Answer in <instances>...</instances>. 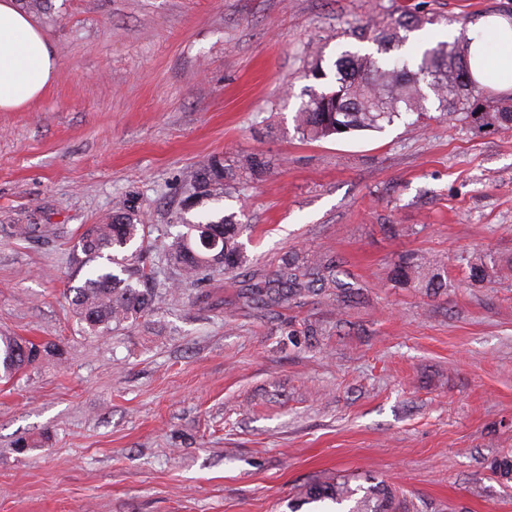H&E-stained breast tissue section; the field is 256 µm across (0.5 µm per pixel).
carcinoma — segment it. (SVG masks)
I'll return each mask as SVG.
<instances>
[{"instance_id":"1","label":"carcinoma","mask_w":512,"mask_h":512,"mask_svg":"<svg viewBox=\"0 0 512 512\" xmlns=\"http://www.w3.org/2000/svg\"><path fill=\"white\" fill-rule=\"evenodd\" d=\"M439 22L435 15L402 11L396 18L374 16L352 27L346 35L376 45V53L345 49L330 69L323 59L311 62L305 75L320 82L309 89L308 100L295 113L296 132L306 142L333 138L351 131L380 128L404 112L421 114L434 107L446 112L469 129L512 130V103L484 95V87L472 77L467 62L468 37L461 31L453 41H439L413 56H395L409 33ZM270 170L260 155L246 159L238 168L210 159L198 170L192 194L218 198L227 191L228 180L248 176L258 179ZM166 247V260L182 281L196 282L204 272L222 269L234 273L249 258L242 240L245 225L236 213L206 216ZM216 232L215 245L202 243L203 228ZM146 224L138 205L129 198L115 204L112 215L101 224H91L80 233L73 253L78 266H90L83 284L69 289L70 313L90 337L108 336L153 315L165 294L148 285L143 260ZM468 278L484 282L497 277L493 257L476 250L463 258ZM392 279L411 284L427 297L447 288L439 265L422 258H406L395 265ZM352 299L354 287L340 279L336 260L330 256H308L292 252L281 259L264 285L241 295L243 303L261 310L288 308L314 297ZM63 351L54 343H39L22 336L0 334V381L9 382L19 373L52 357L62 360ZM500 478L512 480V456L491 462ZM354 505L347 512H400L396 491L376 484L357 498L348 480L329 476L307 483L300 502L288 504L289 512H300V503L329 501Z\"/></svg>"}]
</instances>
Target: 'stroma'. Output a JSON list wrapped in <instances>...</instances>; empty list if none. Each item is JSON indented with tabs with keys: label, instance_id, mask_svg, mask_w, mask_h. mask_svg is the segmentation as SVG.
I'll list each match as a JSON object with an SVG mask.
<instances>
[{
	"label": "stroma",
	"instance_id": "stroma-1",
	"mask_svg": "<svg viewBox=\"0 0 512 512\" xmlns=\"http://www.w3.org/2000/svg\"><path fill=\"white\" fill-rule=\"evenodd\" d=\"M407 8L441 21L406 54L512 16V0H53L37 16L60 66L0 112V333L65 354L0 383V512H288L328 475L384 482L410 512H512L490 469L512 454V131L435 111L314 143L295 130L307 62L373 52L348 26ZM253 154L263 178L184 208L199 163ZM126 197L167 297L88 339L71 248ZM183 208L244 213L249 264L178 282L164 250ZM476 249L501 276L469 280ZM289 251L337 257L358 299L241 306ZM410 253L444 266L446 295L392 281ZM21 436L45 442L21 453Z\"/></svg>",
	"mask_w": 512,
	"mask_h": 512
}]
</instances>
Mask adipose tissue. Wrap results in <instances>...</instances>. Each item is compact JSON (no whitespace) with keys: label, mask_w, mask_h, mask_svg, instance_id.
Instances as JSON below:
<instances>
[{"label":"adipose tissue","mask_w":512,"mask_h":512,"mask_svg":"<svg viewBox=\"0 0 512 512\" xmlns=\"http://www.w3.org/2000/svg\"><path fill=\"white\" fill-rule=\"evenodd\" d=\"M500 52L489 56L487 41ZM468 63L482 86L512 91V18L485 15L471 34ZM58 57L43 29L15 0H0V112H16L40 99L53 82Z\"/></svg>","instance_id":"adipose-tissue-1"}]
</instances>
